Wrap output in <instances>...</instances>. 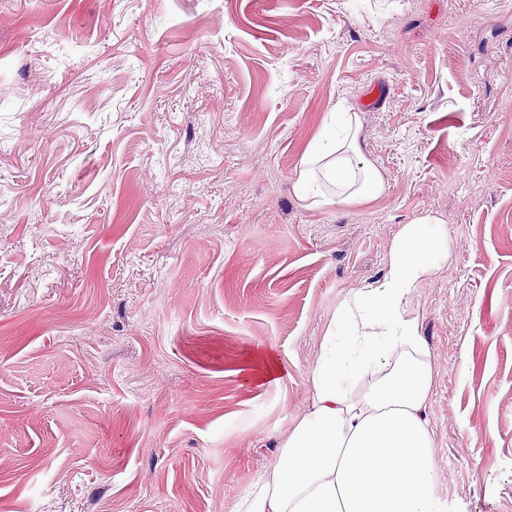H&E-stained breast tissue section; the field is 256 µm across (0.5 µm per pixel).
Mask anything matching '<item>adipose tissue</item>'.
<instances>
[{
	"mask_svg": "<svg viewBox=\"0 0 512 512\" xmlns=\"http://www.w3.org/2000/svg\"><path fill=\"white\" fill-rule=\"evenodd\" d=\"M383 190L358 114L334 113L301 159L296 196L326 208ZM447 254V226L425 213L394 238L383 279L339 302L308 375L309 405L235 512H447L427 419L432 359L411 312Z\"/></svg>",
	"mask_w": 512,
	"mask_h": 512,
	"instance_id": "1",
	"label": "adipose tissue"
}]
</instances>
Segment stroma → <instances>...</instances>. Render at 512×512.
Wrapping results in <instances>:
<instances>
[{"label":"stroma","mask_w":512,"mask_h":512,"mask_svg":"<svg viewBox=\"0 0 512 512\" xmlns=\"http://www.w3.org/2000/svg\"><path fill=\"white\" fill-rule=\"evenodd\" d=\"M342 100L384 190L308 209ZM427 212L438 493L512 512V0H0V512H232Z\"/></svg>","instance_id":"35a3bbf8"}]
</instances>
